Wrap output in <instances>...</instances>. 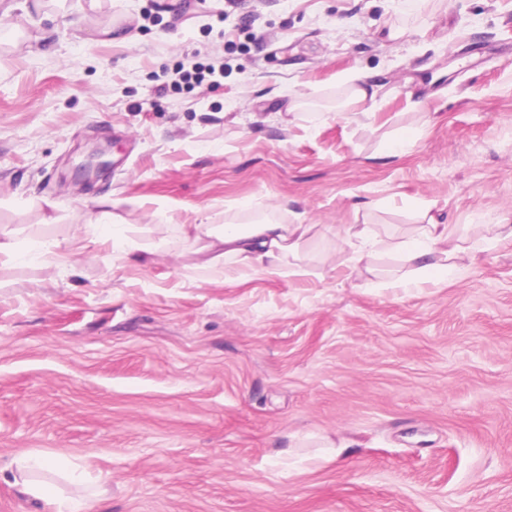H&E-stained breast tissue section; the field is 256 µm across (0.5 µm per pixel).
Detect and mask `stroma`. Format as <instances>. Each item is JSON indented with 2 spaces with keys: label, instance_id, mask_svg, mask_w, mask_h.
<instances>
[{
  "label": "stroma",
  "instance_id": "obj_1",
  "mask_svg": "<svg viewBox=\"0 0 512 512\" xmlns=\"http://www.w3.org/2000/svg\"><path fill=\"white\" fill-rule=\"evenodd\" d=\"M23 2L0 0V225L27 249L0 264V512H44L12 484L30 452L84 466L90 512H512V240L405 289L400 254L353 273L329 232L512 225V0ZM354 71L377 95L338 112ZM267 215L313 225L305 275L228 280L180 237ZM125 224L153 262L97 242ZM112 146L103 147L99 144H93L84 152L83 159L75 166V173L78 176L89 178L109 167L110 163L106 156L110 153Z\"/></svg>",
  "mask_w": 512,
  "mask_h": 512
}]
</instances>
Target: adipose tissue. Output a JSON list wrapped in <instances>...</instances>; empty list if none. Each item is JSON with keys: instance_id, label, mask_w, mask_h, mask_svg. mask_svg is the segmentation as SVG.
<instances>
[{"instance_id": "adipose-tissue-1", "label": "adipose tissue", "mask_w": 512, "mask_h": 512, "mask_svg": "<svg viewBox=\"0 0 512 512\" xmlns=\"http://www.w3.org/2000/svg\"><path fill=\"white\" fill-rule=\"evenodd\" d=\"M313 231L309 224H285L260 220L252 224H187L185 238L195 245L196 266L217 269L225 276H275L283 270L303 274L300 257ZM333 236L353 247L357 261L371 259L386 250L388 242L366 224H342ZM404 262L410 263V281L447 280L461 271L465 249L454 228L447 224H419L401 245ZM59 469L58 463L32 456L16 460L13 483L26 495L40 500L46 512H57L64 497L61 488L41 479V472ZM60 470V469H59Z\"/></svg>"}]
</instances>
